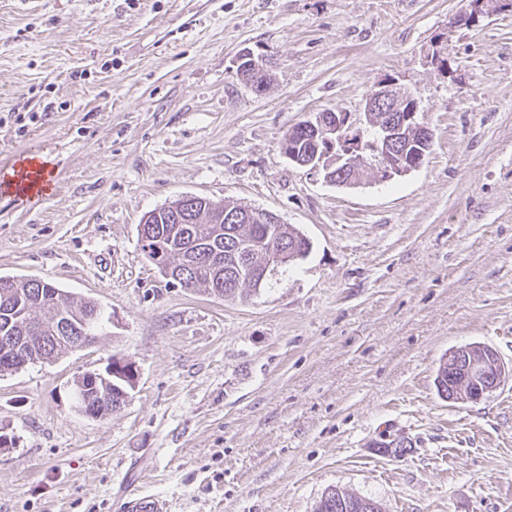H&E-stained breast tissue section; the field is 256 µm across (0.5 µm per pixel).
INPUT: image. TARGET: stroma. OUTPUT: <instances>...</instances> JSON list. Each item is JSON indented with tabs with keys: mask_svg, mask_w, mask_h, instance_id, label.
<instances>
[{
	"mask_svg": "<svg viewBox=\"0 0 512 512\" xmlns=\"http://www.w3.org/2000/svg\"><path fill=\"white\" fill-rule=\"evenodd\" d=\"M0 0V177L50 158L48 193L0 194V276L91 298L89 347L0 375V512H315L337 489L383 512H512V377L451 402L457 348L512 366V12L484 0ZM271 82L236 72L242 49ZM447 69L431 62L436 53ZM410 89L425 162L339 187L282 151L382 80ZM184 196L272 211L307 255L247 298L174 285L138 226ZM116 356L109 417L73 384ZM123 512H171L169 501L154 495L133 491L127 494Z\"/></svg>",
	"mask_w": 512,
	"mask_h": 512,
	"instance_id": "obj_1",
	"label": "stroma"
}]
</instances>
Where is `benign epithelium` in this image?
<instances>
[{"instance_id": "obj_1", "label": "benign epithelium", "mask_w": 512, "mask_h": 512, "mask_svg": "<svg viewBox=\"0 0 512 512\" xmlns=\"http://www.w3.org/2000/svg\"><path fill=\"white\" fill-rule=\"evenodd\" d=\"M400 100L395 81L386 79L379 82L367 96L357 120H352V116L346 112L333 115L320 112L305 120L301 129L312 132L314 138L325 143L324 149L315 151L312 159L305 162V165L323 172L324 177L332 181L336 178L334 170L338 168L349 169L351 174H356L364 163L365 152L368 151L377 161L379 173L385 179L412 171L411 164L395 152L393 143L404 139L410 141L421 134L429 133V129L421 121L416 103L399 123L376 124V138L365 147L356 148L352 145V137L362 134L370 113L378 111L383 103L392 102L397 105ZM454 357V366L450 370L459 371L470 378L476 384V389L466 392L452 390L449 396L451 401H477L512 375V368L492 348L476 351L471 345L464 346L454 351Z\"/></svg>"}]
</instances>
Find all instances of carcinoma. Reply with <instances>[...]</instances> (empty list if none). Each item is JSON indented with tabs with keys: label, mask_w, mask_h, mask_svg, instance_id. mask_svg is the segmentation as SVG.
Segmentation results:
<instances>
[{
	"label": "carcinoma",
	"mask_w": 512,
	"mask_h": 512,
	"mask_svg": "<svg viewBox=\"0 0 512 512\" xmlns=\"http://www.w3.org/2000/svg\"><path fill=\"white\" fill-rule=\"evenodd\" d=\"M310 134L296 130L283 144L299 154L311 148ZM407 157L419 167L430 150V144L416 139L400 145ZM242 207L214 204L201 198L184 196L171 205L148 212L151 224L147 232L151 241L141 246L142 252L154 262L157 247L169 250L171 272L178 275L182 288H204L220 297L243 295L247 288L257 289L267 279L264 271L286 265L304 257L310 248L309 240L288 224L250 222L240 214ZM228 219L213 223L217 215ZM275 235L281 248H271L266 237ZM254 243L243 256L233 254L237 242ZM111 321V314L96 301L73 293L41 279L0 277V374L21 368L26 361L37 358L44 363L78 349L80 338L95 340ZM71 324V332L60 324ZM135 387L127 374L106 377L96 385L74 380V397L79 409L98 406L99 418L112 415L114 403ZM363 498L340 494L332 489L320 500L317 512H359Z\"/></svg>",
	"instance_id": "1"
}]
</instances>
